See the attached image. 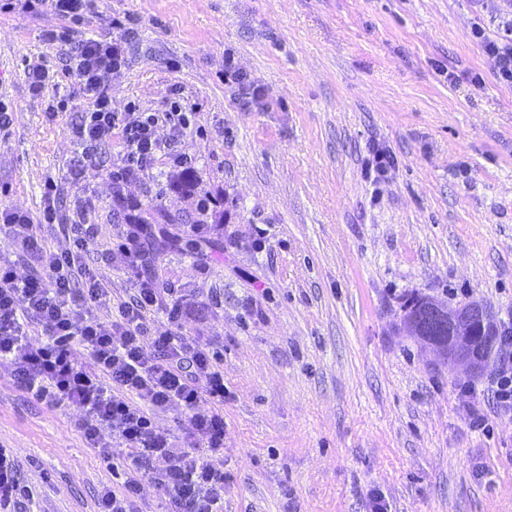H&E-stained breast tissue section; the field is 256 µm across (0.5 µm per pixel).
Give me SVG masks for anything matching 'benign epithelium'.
I'll use <instances>...</instances> for the list:
<instances>
[{
    "mask_svg": "<svg viewBox=\"0 0 512 512\" xmlns=\"http://www.w3.org/2000/svg\"><path fill=\"white\" fill-rule=\"evenodd\" d=\"M493 323L491 312L481 303L449 306L429 298L416 317L403 322V331L436 356L447 359L449 372L474 373L480 364L474 355L473 337Z\"/></svg>",
    "mask_w": 512,
    "mask_h": 512,
    "instance_id": "7a95c632",
    "label": "benign epithelium"
}]
</instances>
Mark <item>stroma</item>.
I'll list each match as a JSON object with an SVG mask.
<instances>
[{
	"mask_svg": "<svg viewBox=\"0 0 512 512\" xmlns=\"http://www.w3.org/2000/svg\"><path fill=\"white\" fill-rule=\"evenodd\" d=\"M127 15L138 34L106 82L112 107L157 112L176 94L194 107L180 144L197 159L193 193L171 189L178 171L162 161L116 200L113 145L68 180L83 104L65 84L34 97L24 77L65 67L70 45L42 37L64 22L17 10L0 14L13 114L0 205L27 210L61 251L66 230L38 221L46 179L63 213L93 196L90 264L122 206L171 217L180 241L152 270L190 302L188 334L221 355L224 512H369L374 489L388 512H512V419L489 400L490 368L451 374L400 329L417 295L512 318V85L469 37L471 0H96L77 36L123 40ZM228 57L266 106L225 80ZM51 99L67 103L53 120ZM376 145L394 158L377 182ZM206 196L224 220L197 251L186 237ZM76 418L0 360V445L37 491L34 512H95L119 483Z\"/></svg>",
	"mask_w": 512,
	"mask_h": 512,
	"instance_id": "35a3bbf8",
	"label": "stroma"
}]
</instances>
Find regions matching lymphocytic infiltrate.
<instances>
[{
  "instance_id": "f902f5d3",
  "label": "lymphocytic infiltrate",
  "mask_w": 512,
  "mask_h": 512,
  "mask_svg": "<svg viewBox=\"0 0 512 512\" xmlns=\"http://www.w3.org/2000/svg\"><path fill=\"white\" fill-rule=\"evenodd\" d=\"M489 25L474 24L470 37L496 65L500 82L512 85V0H477ZM94 0H0V12L17 9L50 13L72 22L91 14ZM127 63L123 43L87 38L73 45L67 77L86 103L72 127L79 147L69 170L80 181L96 164L102 145L117 143L109 177L115 197L153 171L159 158L172 168L194 170L196 159L177 144L192 128L193 112L172 101L162 112H117L103 87L106 75ZM59 187L47 179L43 223L67 224L69 248L50 251L31 234L28 212L0 209V235L7 237L15 259L0 257V359L9 360L16 378L35 400L50 407L76 408L75 427L89 448L106 460L122 462L118 489L104 488L97 512H139L142 480L163 494L167 512H220L224 504L223 469L211 458L224 452V373L212 348L186 335L190 315L177 288L161 287L146 275L154 233L148 224H124L112 243L127 265L132 295L118 302L111 319L94 310L108 295L100 269L84 260L91 236L85 202L73 218L56 207ZM30 273L19 276L18 264ZM168 323L154 327L156 314ZM504 352L491 377L492 404L512 416V324L499 336ZM209 398L211 410L200 407ZM180 407L187 422L189 445L177 441L156 415ZM35 490L19 475L12 451L0 448V512H31Z\"/></svg>"
}]
</instances>
